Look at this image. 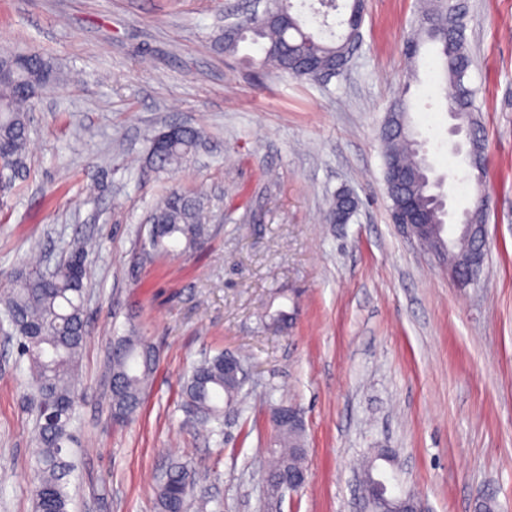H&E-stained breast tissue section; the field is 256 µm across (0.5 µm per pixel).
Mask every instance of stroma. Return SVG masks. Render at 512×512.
<instances>
[{"mask_svg":"<svg viewBox=\"0 0 512 512\" xmlns=\"http://www.w3.org/2000/svg\"><path fill=\"white\" fill-rule=\"evenodd\" d=\"M462 2L489 170L490 248L467 288L389 217L381 127L401 96L452 210L471 201L433 45L406 80L417 0H364L361 48L326 82L258 72L247 42L225 55V24L268 0H0V46L58 72L32 103L26 170L0 186V288L19 265L53 268L74 239L96 244L71 512H158L177 463L195 473L187 512H267L281 403L302 412L311 474L281 512H360L358 463L377 448L392 449L391 470L428 512H476L485 497L512 512V0ZM171 125L207 140L159 173L149 139ZM172 188L203 189L215 235L191 258L135 264ZM341 191L358 208L332 224ZM132 325L159 360L118 425L109 358ZM221 350L248 354L249 380L244 414L227 412L218 436L194 424L180 389ZM31 375L0 326V512H34Z\"/></svg>","mask_w":512,"mask_h":512,"instance_id":"1","label":"stroma"}]
</instances>
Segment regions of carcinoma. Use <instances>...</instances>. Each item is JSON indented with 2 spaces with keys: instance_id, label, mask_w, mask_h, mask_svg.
<instances>
[{
  "instance_id": "1",
  "label": "carcinoma",
  "mask_w": 512,
  "mask_h": 512,
  "mask_svg": "<svg viewBox=\"0 0 512 512\" xmlns=\"http://www.w3.org/2000/svg\"><path fill=\"white\" fill-rule=\"evenodd\" d=\"M291 0H272L261 17H246L224 29L223 47L234 53L249 41L262 44L263 56L256 62L262 71L307 80H328L343 73L350 53L351 21L342 24L339 38L324 39L303 30L292 13ZM422 19L406 47L409 77H414L424 44L438 46L439 68L451 96L446 108L473 115L474 92L467 82L472 65L464 37V12L455 0H428ZM53 76L48 60L37 53L0 51V183H9L25 167L29 141L28 107L39 88ZM382 137L384 168L398 161L422 173L405 188L429 224H444V211L433 199L428 169L418 153L415 132H401L386 118ZM203 133L182 127L177 137L165 144L150 138L149 160L154 169L166 170L196 151ZM485 190L474 185L472 223L480 224L486 207ZM148 236L138 251L140 263L158 257L190 256L209 242L212 225L206 223L203 193L169 190L149 216ZM88 252L72 243L54 272L46 276L26 265L17 270L0 295V318L19 337L35 372L33 405L37 411L36 478L32 486L36 512H68L71 501L68 478L76 467L74 435L79 395L74 375L86 344L88 331L84 295L88 281ZM158 361L155 346L135 330L115 340L112 350V419L127 423L140 409L145 386ZM185 409L197 421L221 432L224 407H242L241 390L224 377V353L198 361L182 383ZM304 429L285 425L276 431L269 448L266 471L268 486L281 483L288 471L307 470ZM191 471L176 465L158 487V512H186L194 489Z\"/></svg>"
}]
</instances>
